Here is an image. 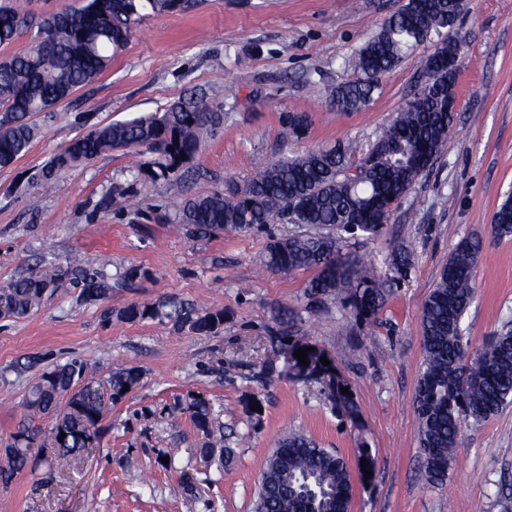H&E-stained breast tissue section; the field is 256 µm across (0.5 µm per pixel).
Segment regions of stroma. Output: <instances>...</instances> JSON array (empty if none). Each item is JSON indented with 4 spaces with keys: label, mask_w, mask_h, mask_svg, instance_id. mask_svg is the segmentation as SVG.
Returning a JSON list of instances; mask_svg holds the SVG:
<instances>
[{
    "label": "stroma",
    "mask_w": 512,
    "mask_h": 512,
    "mask_svg": "<svg viewBox=\"0 0 512 512\" xmlns=\"http://www.w3.org/2000/svg\"><path fill=\"white\" fill-rule=\"evenodd\" d=\"M403 0H196L185 10L143 20L111 66L50 114L28 153L0 168V284L39 258L72 254L111 260L109 271L142 269L111 304L60 291L22 319H0V439L18 428L27 373L18 363L78 357L98 376L121 367L139 383L104 420L100 445L78 457L39 449L43 463L0 486V512H253L266 460L294 432L342 455L351 473L350 512H512V406L464 424L448 481L426 482L413 398L423 360L421 311L453 247L477 235L475 295L462 320L478 350L512 327V237L492 234L498 205L512 190V0H467L449 29L459 45L456 134L394 207L379 235L343 239L351 252L385 269L393 251L412 255L406 276H388L376 318L359 319L333 299L308 296L312 271L264 272L270 238L291 224L227 231L207 240L173 230L175 198L243 183L261 164L344 141L368 148L423 80L427 47L386 74L369 105L339 111L325 89L353 78L349 58ZM224 114L204 136L197 179L152 183L143 148L115 149L61 173L52 190L41 167L91 128L161 111L191 94ZM308 114L304 138L284 140L282 119ZM111 207H104V200ZM163 300L224 311L215 335L175 332L158 320L105 318L108 307ZM290 336L331 356L357 410L333 409L320 384L283 372L280 342ZM201 395L222 412L231 465L199 456L177 401ZM259 402L253 411L251 402ZM170 467H163V459ZM198 493L174 495L180 470Z\"/></svg>",
    "instance_id": "35a3bbf8"
}]
</instances>
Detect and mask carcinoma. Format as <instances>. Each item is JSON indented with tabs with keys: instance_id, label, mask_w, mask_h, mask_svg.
<instances>
[{
	"instance_id": "cac0c4a2",
	"label": "carcinoma",
	"mask_w": 512,
	"mask_h": 512,
	"mask_svg": "<svg viewBox=\"0 0 512 512\" xmlns=\"http://www.w3.org/2000/svg\"><path fill=\"white\" fill-rule=\"evenodd\" d=\"M189 2L85 0L80 7L63 4L36 20L16 0H0V46H9L24 26L38 29L29 47L0 59V168L11 166L31 147V116L57 107L101 75L111 65L113 52L146 17L182 10ZM465 7L466 0H405L357 51L352 61L357 76L329 91L339 110L358 112L408 51L431 47L424 64L426 80L358 162L350 159L352 148L345 145L270 162L243 186L231 183L222 191L183 198L173 218L176 227L195 238L282 222L312 228L311 234L270 239L263 267L283 273L314 269L307 284L310 295L339 299L365 319L376 317L385 281L365 261L340 257L338 242L344 233L380 232L394 205L447 148L454 130L449 103L454 98L458 47L443 30L453 27ZM223 122L224 113L204 97L179 99L156 115L78 136L42 168L39 179L50 187L61 172L112 149L143 146L155 155L150 162L152 182L180 180L192 169L201 131H214ZM283 125L287 136L301 138L310 119L293 113ZM491 229L498 237L512 236L511 199L494 212ZM481 252V238L460 240L422 309L424 354L413 405L424 473L435 485L447 481L457 461L461 423L482 422L512 405V331L472 354L464 344L461 323L474 297V269ZM108 265L106 259L43 261L28 275L0 285V319L26 317L46 296L68 286L81 287L86 303L110 302L114 289L140 277V269L130 267L114 278ZM114 316L130 323L166 320L178 332L199 335L215 334L224 324V309L190 302L108 309L107 320ZM306 346L288 337L281 341L283 370L319 383L335 404L356 410L353 397L341 393L344 383L334 364L320 362L323 351H308L305 366L294 356ZM19 369L35 373L24 398L23 421L0 448V483L5 486L23 471L37 468L34 442L41 440L42 430L35 426L36 419H50L48 438L62 456H80L100 444L106 433L104 419L125 396L122 388L131 389L140 380L133 368H118L99 379L77 357L46 367L32 359ZM176 412L189 415L201 433L202 456L223 447L219 411L208 399L179 401L171 410ZM261 479L254 512H349L353 487L345 460L304 435L291 433L280 441ZM174 492L196 496L195 477L181 472Z\"/></svg>"
}]
</instances>
